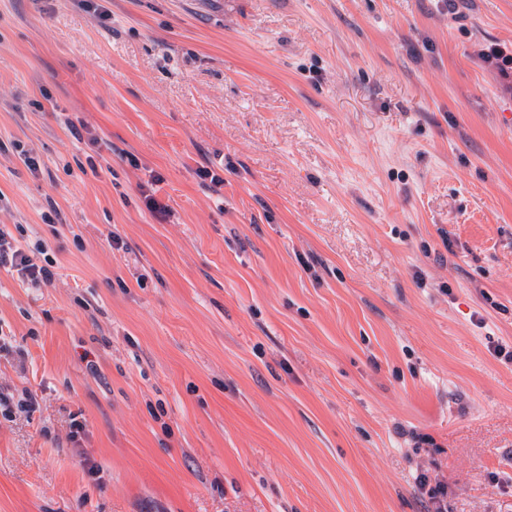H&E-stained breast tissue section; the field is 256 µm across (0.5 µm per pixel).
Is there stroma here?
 I'll return each mask as SVG.
<instances>
[{"label":"stroma","instance_id":"35a3bbf8","mask_svg":"<svg viewBox=\"0 0 512 512\" xmlns=\"http://www.w3.org/2000/svg\"><path fill=\"white\" fill-rule=\"evenodd\" d=\"M495 48L512 0H0V226L58 267L0 271V512H512ZM415 487L421 496L428 497L432 512H443L445 510L444 499L448 496V485L442 481H436L434 486L430 485V478L427 473L420 472L415 477Z\"/></svg>","mask_w":512,"mask_h":512}]
</instances>
